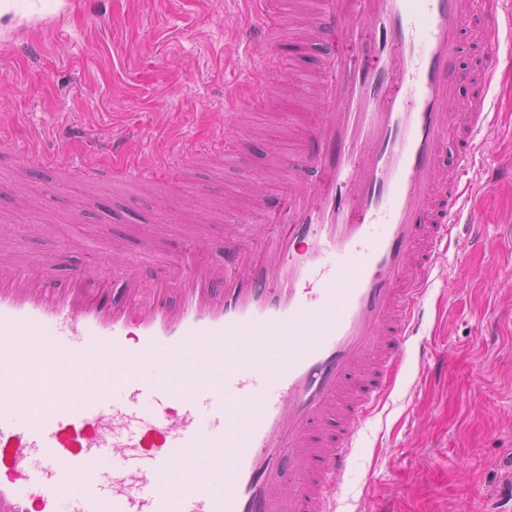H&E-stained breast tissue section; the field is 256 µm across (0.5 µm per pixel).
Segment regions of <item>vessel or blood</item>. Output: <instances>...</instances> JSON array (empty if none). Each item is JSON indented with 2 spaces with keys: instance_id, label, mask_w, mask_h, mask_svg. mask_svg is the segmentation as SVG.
<instances>
[{
  "instance_id": "obj_1",
  "label": "vessel or blood",
  "mask_w": 512,
  "mask_h": 512,
  "mask_svg": "<svg viewBox=\"0 0 512 512\" xmlns=\"http://www.w3.org/2000/svg\"><path fill=\"white\" fill-rule=\"evenodd\" d=\"M286 0H262L238 41L277 54ZM504 0H485L479 76L460 43L474 0H311V38L339 37L291 96L320 115L305 150L272 158L278 209L231 215L224 263H158L105 242L51 280L0 249V512H336L359 428L383 401L447 264L463 213L462 173L483 146L501 58ZM271 69L253 65L256 114ZM471 102L449 112L459 85ZM225 120L207 155H232ZM460 148L443 160L449 130ZM133 132L107 144L113 167L76 177L177 184L197 151L151 162ZM118 269L114 291L97 268Z\"/></svg>"
}]
</instances>
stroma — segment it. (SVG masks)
<instances>
[{
	"label": "stroma",
	"instance_id": "35a3bbf8",
	"mask_svg": "<svg viewBox=\"0 0 512 512\" xmlns=\"http://www.w3.org/2000/svg\"><path fill=\"white\" fill-rule=\"evenodd\" d=\"M248 0H16L0 16V226L36 225L11 236L14 250L49 259L56 277L83 268L107 239L139 244L155 231L151 272L161 257L186 254V235L210 230L209 260L224 261V209L277 191L259 186L273 151L295 157L309 140L313 101L282 89L289 73H313L322 46L300 38L307 0L282 21L280 70L268 110L250 126L229 88L246 95L249 55L233 34ZM486 109L484 156L512 160V76L499 71ZM238 119L242 145L217 169L188 165L180 184L145 189L128 181H81L74 163L111 165L99 141L128 125L143 135L133 150L154 160L210 139ZM37 147L46 169L18 162ZM469 203L482 214L485 248L464 269L448 265L424 304L420 329L391 393L361 426L336 512H512V183L485 186L480 167L465 175ZM55 191H46L47 182ZM443 358L437 373L424 354Z\"/></svg>",
	"mask_w": 512,
	"mask_h": 512
}]
</instances>
